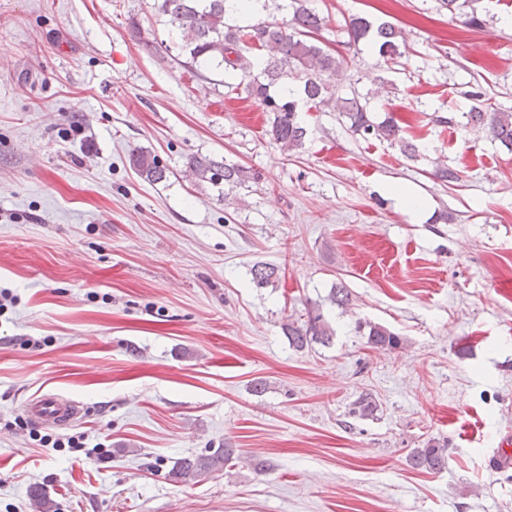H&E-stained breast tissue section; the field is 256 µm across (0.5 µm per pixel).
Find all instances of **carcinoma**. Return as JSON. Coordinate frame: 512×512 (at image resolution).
I'll use <instances>...</instances> for the list:
<instances>
[{
    "mask_svg": "<svg viewBox=\"0 0 512 512\" xmlns=\"http://www.w3.org/2000/svg\"><path fill=\"white\" fill-rule=\"evenodd\" d=\"M312 0H284L282 9L287 16L271 22L261 17L246 25L235 24V18L246 17V0H161L158 12L167 17V23L178 30L182 48L190 63L205 69H217L228 78H237L236 88L246 97L261 101L266 112L272 114L268 134L285 151L303 147L307 129L299 112L307 103L319 112H336L348 119L352 133L364 139L386 141L399 148L402 155L413 159L418 146L402 136V129L393 113L377 121L368 103L356 95H339L335 80L343 65L327 45L318 39L324 18L311 6ZM347 43L363 46L384 64L402 56L406 43L401 32L392 24L374 23L363 16L348 18L343 25ZM465 96L472 102L469 111L462 113L466 124L486 130L490 138L512 151V111L487 103L480 84L470 85ZM130 163L140 178L149 183L167 179V170L151 152L138 150ZM193 174L214 184L235 187L254 178L247 168L216 161L207 156L194 155L188 159ZM252 280L259 287L276 282L278 267L256 264L251 269ZM358 331L368 330L367 343L377 350H390L403 343L402 337L388 327L372 323H356ZM288 342L297 351L313 343H327L333 330L318 307L307 309L305 317L282 324ZM376 403L371 395L359 396L351 414L366 417ZM232 448H216L208 453L186 457L174 463L168 472L172 481L183 485L196 484L215 472L224 470V464L233 459ZM412 468L438 472L448 464L447 444L436 439L426 447L415 449L409 456ZM33 512H58L54 500L40 489L30 491Z\"/></svg>",
    "mask_w": 512,
    "mask_h": 512,
    "instance_id": "1",
    "label": "carcinoma"
}]
</instances>
